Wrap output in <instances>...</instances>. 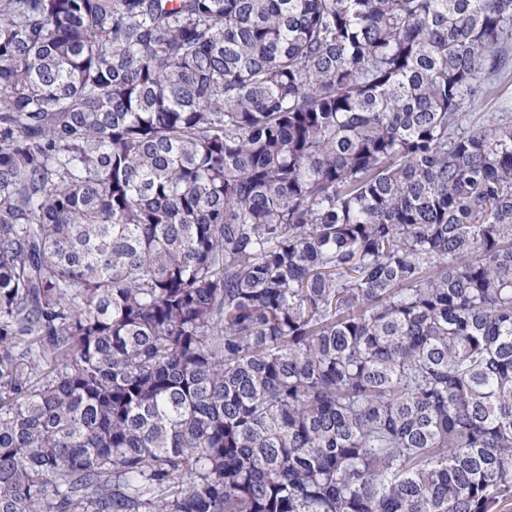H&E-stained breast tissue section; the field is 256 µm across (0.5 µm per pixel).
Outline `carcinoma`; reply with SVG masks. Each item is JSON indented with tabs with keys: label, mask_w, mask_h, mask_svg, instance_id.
I'll return each instance as SVG.
<instances>
[{
	"label": "carcinoma",
	"mask_w": 512,
	"mask_h": 512,
	"mask_svg": "<svg viewBox=\"0 0 512 512\" xmlns=\"http://www.w3.org/2000/svg\"><path fill=\"white\" fill-rule=\"evenodd\" d=\"M512 0H0V512H503ZM508 74L507 78L494 80L490 84V89L475 104L467 108L468 112H503L501 110L502 102L511 101L512 107V63L509 58L508 65L502 70Z\"/></svg>",
	"instance_id": "carcinoma-1"
}]
</instances>
